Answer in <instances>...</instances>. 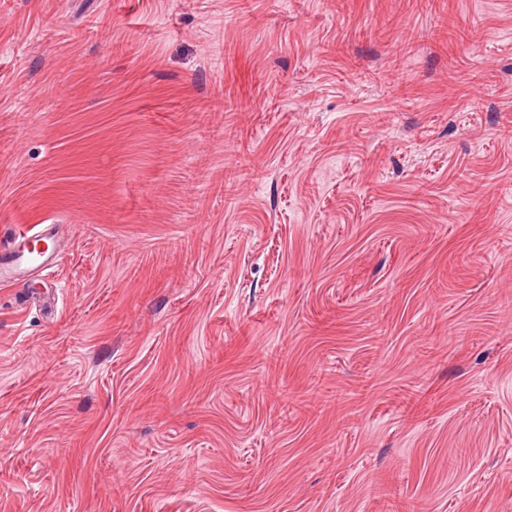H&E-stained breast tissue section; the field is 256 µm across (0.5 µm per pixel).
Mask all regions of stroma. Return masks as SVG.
I'll list each match as a JSON object with an SVG mask.
<instances>
[{
    "instance_id": "stroma-1",
    "label": "stroma",
    "mask_w": 512,
    "mask_h": 512,
    "mask_svg": "<svg viewBox=\"0 0 512 512\" xmlns=\"http://www.w3.org/2000/svg\"><path fill=\"white\" fill-rule=\"evenodd\" d=\"M0 512H512V0H0ZM41 232L33 229L15 232L10 239L0 245V283H13L29 270L39 269L46 277L56 272L61 258L51 251L34 249L41 241L37 239Z\"/></svg>"
}]
</instances>
